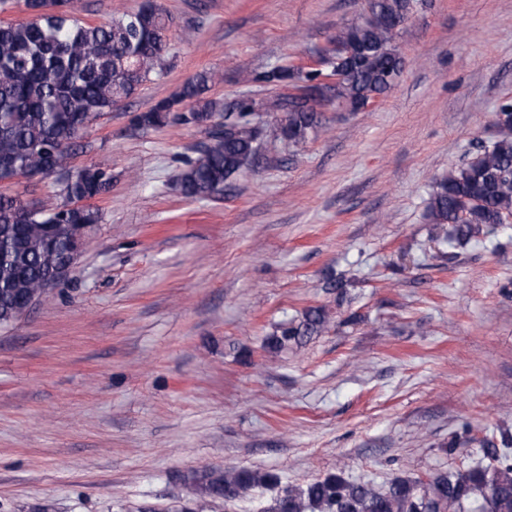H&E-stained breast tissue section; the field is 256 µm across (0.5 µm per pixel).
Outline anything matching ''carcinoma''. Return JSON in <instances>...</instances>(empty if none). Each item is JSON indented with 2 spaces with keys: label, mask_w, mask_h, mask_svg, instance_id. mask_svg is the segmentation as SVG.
Here are the masks:
<instances>
[{
  "label": "carcinoma",
  "mask_w": 512,
  "mask_h": 512,
  "mask_svg": "<svg viewBox=\"0 0 512 512\" xmlns=\"http://www.w3.org/2000/svg\"><path fill=\"white\" fill-rule=\"evenodd\" d=\"M26 20L0 22V184L18 176H60L63 202L37 207L0 192V327L17 320L18 306L40 292L74 242L99 223L98 210L73 209L74 199H94L112 187V171L71 164L82 123L112 111L165 68L171 17L155 0L107 22L76 17L70 0H23ZM414 0H367L360 22L345 26L323 50L329 84L314 94H283L257 103L245 97L223 102L210 96L223 75L202 71L173 96L136 113L140 130L169 125L204 127L207 141L186 162L178 179L181 195L219 200L224 189L256 158L267 136L259 115L274 116L272 135L296 152L326 130L320 103L354 111L385 94L403 71L394 45L393 20H406ZM323 71L299 64L273 66L252 81L275 89L314 81ZM223 121H214L215 115ZM494 132L433 186L426 217L442 239L462 245L490 233L512 217V99L497 106ZM351 281L339 275L326 288L342 304ZM323 306L307 308L298 319L278 324L266 339L278 353L330 329ZM500 443L484 439L481 461L430 477L395 476L378 485L343 472L329 473L304 486H281V477L248 467L203 470L194 476L201 494L227 504L250 499L259 489L275 495L259 512H512V435L498 427Z\"/></svg>",
  "instance_id": "cac0c4a2"
}]
</instances>
